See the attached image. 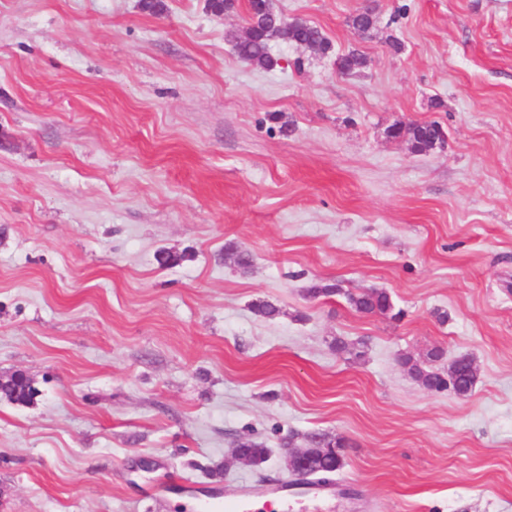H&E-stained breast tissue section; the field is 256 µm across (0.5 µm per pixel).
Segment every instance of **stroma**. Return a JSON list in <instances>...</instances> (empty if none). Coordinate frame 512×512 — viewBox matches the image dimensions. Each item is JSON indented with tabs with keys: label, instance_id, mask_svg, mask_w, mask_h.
I'll use <instances>...</instances> for the list:
<instances>
[{
	"label": "stroma",
	"instance_id": "1",
	"mask_svg": "<svg viewBox=\"0 0 512 512\" xmlns=\"http://www.w3.org/2000/svg\"><path fill=\"white\" fill-rule=\"evenodd\" d=\"M164 4L0 0V379L37 390L0 400V512H313L267 500L313 432L328 512H512V0H273L332 50L267 69L244 8ZM427 121L433 151L390 135ZM462 355L465 397L401 363ZM350 307L361 314H387L392 311L390 296L382 290L369 289L363 293H346ZM14 375L3 383L0 382V397L13 403L30 402L36 394L31 381L28 379L27 382H16ZM283 448L284 460L286 468L289 472L297 475L306 476L311 473L308 465V459L314 452H326L333 454L318 455L315 459V465L319 472L313 475H325L338 471L343 465L342 454L343 448ZM337 455V456H336Z\"/></svg>",
	"mask_w": 512,
	"mask_h": 512
}]
</instances>
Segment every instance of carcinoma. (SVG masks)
I'll list each match as a JSON object with an SVG mask.
<instances>
[{
    "instance_id": "cac0c4a2",
    "label": "carcinoma",
    "mask_w": 512,
    "mask_h": 512,
    "mask_svg": "<svg viewBox=\"0 0 512 512\" xmlns=\"http://www.w3.org/2000/svg\"><path fill=\"white\" fill-rule=\"evenodd\" d=\"M245 9L250 34L246 38L235 39L233 48L242 61L254 67L272 66L269 42L274 37H282L295 45L315 43L319 46V51L324 54L331 50L329 40L316 26L299 19L287 21L272 10H262L254 6L253 0H248ZM375 23L376 17L371 9L355 14L350 20V25L360 35L370 32ZM366 65L367 58L355 50L336 56V68L342 74L353 73ZM404 131L410 135L413 149L417 152L433 150L435 143L444 141L442 127L437 122L417 123L406 130L395 127L392 129V134L400 136ZM346 299L350 307L361 314H386L393 309L390 296L378 289H369L359 294L348 293ZM402 363L422 381L424 386L435 392L450 389L458 396H466L475 385L476 374L465 358H459L453 363L450 376L429 368H422L411 363V359L406 357L402 359ZM35 394L36 390L29 381L17 382L10 378L0 382V397L9 402L28 403ZM237 448L256 466L265 463L270 455V449L265 443L252 439L239 441ZM315 465L319 469V474H330L342 467L343 459L333 454H322L316 457Z\"/></svg>"
}]
</instances>
